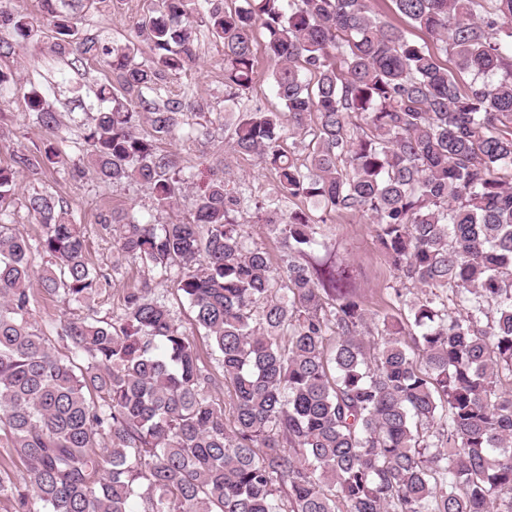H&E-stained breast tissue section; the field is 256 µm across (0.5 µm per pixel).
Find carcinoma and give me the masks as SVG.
<instances>
[{"mask_svg": "<svg viewBox=\"0 0 512 512\" xmlns=\"http://www.w3.org/2000/svg\"><path fill=\"white\" fill-rule=\"evenodd\" d=\"M372 2L156 0L119 43L77 26L107 0H41L50 51L108 72L78 135L87 170L144 187L160 212L186 186L195 203L168 224L100 215L116 261L153 272L103 319L91 302L110 279L68 202L26 199L33 241L10 223L19 173L61 167L65 151L0 166V447L28 472L0 470L14 512H131L137 497L144 512H512V0H393L471 76L465 88ZM10 3L1 58L40 32ZM200 10L231 91L253 83L265 34L283 109L238 113L231 142L274 172L262 201L224 170L197 183L160 147L185 125L188 104L162 91L197 64ZM27 105L48 134L65 127L38 90ZM309 133L305 158L285 148ZM296 199L323 214L288 208ZM251 206L280 240L278 269L237 221ZM331 213L372 220L406 315H370L344 288L348 266L307 261L327 248ZM173 275L233 389L231 427L155 294ZM36 289L88 313L52 336L31 322Z\"/></svg>", "mask_w": 512, "mask_h": 512, "instance_id": "obj_1", "label": "carcinoma"}]
</instances>
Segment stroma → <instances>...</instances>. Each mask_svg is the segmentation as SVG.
Masks as SVG:
<instances>
[{
    "label": "stroma",
    "instance_id": "stroma-1",
    "mask_svg": "<svg viewBox=\"0 0 512 512\" xmlns=\"http://www.w3.org/2000/svg\"><path fill=\"white\" fill-rule=\"evenodd\" d=\"M151 0H111L106 8L84 9L78 20L82 32L109 31L113 39L128 41L133 37V23L147 13ZM264 34H255L256 74L251 87L240 92L236 99H228L224 88V47L208 30H201L198 40L199 63L192 70L171 79L167 92L171 95L187 94L190 113L187 131L191 136L168 143V150L179 154L181 163L194 170L203 171L216 161H224L231 172L245 178L253 198L265 199L273 190L275 177L263 169L252 157L233 154L229 147L230 131L224 124L226 110L245 112L254 108L276 110L281 106L273 89L271 65L264 51ZM21 64V88L0 101V165H9L14 152H37L47 139L46 132L34 121L28 111L24 94L38 89L57 110L65 115L66 134L74 138L85 114L79 106L76 87L95 85L104 77L102 67L93 61L81 65L70 59L51 54L46 40H35L19 49L15 58L0 60V68L9 70ZM47 189L64 197L70 204L76 221L83 224L86 245L91 261L104 273L112 274L111 285L102 290L95 301L99 316L104 318L119 314L123 289L134 288L147 278L141 263L126 260L120 269H113L112 238L99 224L102 212L134 207L138 213L154 217L156 223L166 224L188 217L192 196L181 199L177 208L157 213L147 191L137 185H109L100 183L93 176L70 178L67 168L60 167L43 175L21 174L14 187L17 206L12 222L25 237L35 239L41 234L40 225L31 223L23 207L30 194ZM336 262L349 266L353 272L351 286L361 294L374 314H394L398 304L388 286L393 273L385 254L376 245L366 217L349 214H332L324 226ZM156 291L164 296L175 319L183 330L193 333L202 360L214 375L222 370L210 354L208 342L197 334L188 303L176 287L174 280L157 284Z\"/></svg>",
    "mask_w": 512,
    "mask_h": 512
}]
</instances>
